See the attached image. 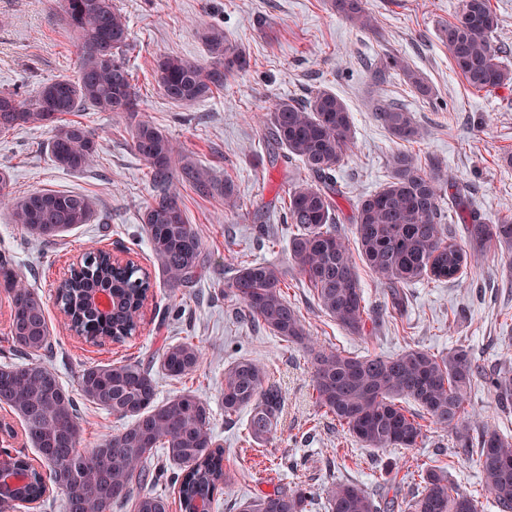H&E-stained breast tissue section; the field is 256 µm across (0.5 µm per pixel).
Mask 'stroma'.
Returning a JSON list of instances; mask_svg holds the SVG:
<instances>
[{"mask_svg":"<svg viewBox=\"0 0 512 512\" xmlns=\"http://www.w3.org/2000/svg\"><path fill=\"white\" fill-rule=\"evenodd\" d=\"M125 15L130 45L125 53L139 90L140 119L152 122L218 179L235 185L238 207L226 211L219 196L198 195L180 185L189 224L207 249V267L190 288L171 291L154 274L153 294L133 339L93 345L69 331L55 304L56 286L88 247L127 250L141 265L150 251L141 216L152 201L146 163L129 147L127 116L87 109L74 120L99 133V146L81 172L58 168L46 150L49 128L20 126L0 134V171L10 188L23 194L51 189L86 195L95 203L90 223L50 242L30 240L10 212L0 207V252L13 255L21 277L47 304L51 349L43 363L58 374L69 393H77L82 370L122 360L155 368L162 341L192 338L204 360L191 377L157 372L159 399L196 391L211 410L214 437L224 465L234 475L215 512H237V505L274 489L305 486L308 512H328L333 483L359 485L392 512H404L420 490L417 471H447L456 488L477 497L480 512H498L481 493L474 453L455 448L451 433L429 429L413 448H365L323 416L313 395L312 365L306 352L287 346L257 327L242 304L225 295L231 257L286 266V292L319 346L346 354L393 356L408 348L442 355L469 346L486 368L512 367V289L501 287L499 257L468 266L459 281H421L406 288L405 303L393 309L389 290L359 264L363 296L376 319L370 336H355L336 325L317 304L313 288L288 266L290 224L278 196L287 172L270 166V143L263 140L256 115L281 99H305L326 88L348 106L355 146L336 173L343 193L336 199L341 224L351 226L358 199L379 190L390 175L393 153L438 159L456 179L464 208L443 211L451 228L464 211L488 221L512 215V84L476 93L453 70L440 29L453 21L460 0H366L376 32H363L332 12L326 0H114ZM223 29L230 44L246 50L250 67L224 89L189 106L171 103L158 90L153 66L162 55L201 64L211 58L199 31ZM394 54L420 71L433 89L423 99L406 85L400 71L375 83L376 63ZM79 52L73 32L60 20L57 0H0V91L28 98L57 76L76 77ZM386 100L407 108L424 130L422 139H395L377 117L373 103ZM263 363L282 396L276 432L267 442L252 441L248 410L225 417L224 371L240 357ZM126 420L80 402L78 426L83 449H91L126 427Z\"/></svg>","mask_w":512,"mask_h":512,"instance_id":"1","label":"stroma"}]
</instances>
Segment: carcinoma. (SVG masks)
Listing matches in <instances>:
<instances>
[{"instance_id":"obj_1","label":"carcinoma","mask_w":512,"mask_h":512,"mask_svg":"<svg viewBox=\"0 0 512 512\" xmlns=\"http://www.w3.org/2000/svg\"><path fill=\"white\" fill-rule=\"evenodd\" d=\"M60 17L76 36L80 67L75 79L57 77L42 83L28 100L0 91V132L34 125L49 127L46 145L54 163L70 172L84 170L97 151L94 131L65 116L89 107L98 112H138L139 91L124 59L129 47L126 17L112 0H59ZM331 8L363 31L376 27L364 0H330ZM499 18L489 0H461L453 21L441 29L453 70L476 92H489L512 81V70L499 57L494 33ZM202 38L212 55L209 65L178 56L156 59L154 77L171 102L189 105L224 89L229 77L250 67L242 48L228 44L224 31L206 27ZM389 65L402 71L423 97L432 94L426 79L394 56ZM376 115L400 141H416L422 131L412 113L379 101ZM131 147L146 162L154 188L142 223L153 265L172 289L188 288L205 269L201 237L188 224L179 202L178 185L187 183L202 196L224 197V208H237L229 182L218 180L146 120L130 126ZM265 136L279 153L269 162L298 160L306 175L284 181L286 215L299 233L288 244L289 262L316 291L318 305L346 332L364 336L372 320L363 296L350 243L336 221L335 172L354 145L347 105L334 92L320 88L304 101L280 100L267 113ZM390 179L355 207L353 238L365 264L390 289L392 306L403 302L401 288L420 280L454 282L468 265L491 253L507 250L503 282L512 286V216L488 223L475 215L462 224L461 239L442 224L441 198L454 178L435 159L421 163L400 151L389 160ZM0 197L8 199L12 222L35 241L61 236L94 216L91 198L55 190H34L22 196L10 191L7 173L0 172ZM285 273L274 262L242 260L226 284L228 293L249 318L280 340L304 348L311 358L315 400L347 433L367 448H413L425 425L408 412L413 402L427 414L429 425L455 434L460 448H475L483 487L499 512H512V436L472 417L467 392L481 376L498 405L512 409V372L485 371L460 345L436 356L410 348L392 357L349 356L315 347L310 332L284 291ZM90 288L112 294V311L103 318L87 300ZM153 283L150 272L135 260L113 258L103 249L88 251L56 288L55 301L69 327L85 341L124 343L138 335L142 310ZM0 290L10 299L8 341L28 361L0 365V407L19 419L29 443L48 468L43 473L24 457L11 466L26 481L13 493L22 503H37L47 483L65 496V512H102L104 504L134 501V512H170L167 497L151 492L131 497L133 485L153 477L147 463L156 449L180 465V512L212 509L230 482L224 469V448L210 427V407L193 392L158 401L151 372L135 361L92 365L79 376V395L129 424L105 438L91 452L80 448L77 402L60 384L57 373L36 359L51 340L46 305L26 287L15 262L0 254ZM202 349L190 339L161 347L165 374L181 379L199 366ZM224 415L250 409L249 436L263 442L274 434L281 399L260 362L242 357L224 370ZM422 490L406 504V512H479L478 500L458 493L448 473L426 469ZM126 490L112 497L114 490ZM310 492L266 493L238 506V512H306ZM330 512H382L363 488L339 482L328 494Z\"/></svg>"}]
</instances>
